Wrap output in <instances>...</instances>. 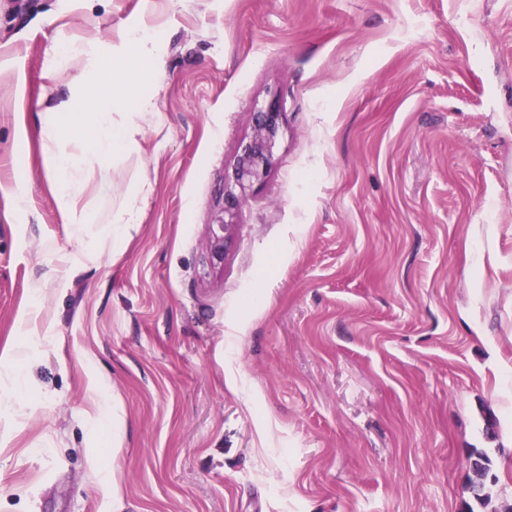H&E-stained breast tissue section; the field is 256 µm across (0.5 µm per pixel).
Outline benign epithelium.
Returning <instances> with one entry per match:
<instances>
[{
  "label": "benign epithelium",
  "mask_w": 512,
  "mask_h": 512,
  "mask_svg": "<svg viewBox=\"0 0 512 512\" xmlns=\"http://www.w3.org/2000/svg\"><path fill=\"white\" fill-rule=\"evenodd\" d=\"M252 115L256 134L241 145L233 169V187H237L239 193H234L232 187L224 188V206L216 220L217 231L212 234L210 252L214 263L224 259L226 236L233 226L234 211L245 198L248 187L264 176L274 158L281 116L279 102L272 100L265 107L257 106Z\"/></svg>",
  "instance_id": "7a95c632"
}]
</instances>
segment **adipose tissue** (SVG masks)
Here are the masks:
<instances>
[{
	"mask_svg": "<svg viewBox=\"0 0 512 512\" xmlns=\"http://www.w3.org/2000/svg\"><path fill=\"white\" fill-rule=\"evenodd\" d=\"M122 64L95 62L93 85L82 93L61 100L55 111L44 113L40 136L45 170L51 177L63 223L73 225V237L89 261L98 251L88 240L86 226L93 217L85 203L91 183L81 171L85 155L107 161L116 151H136L140 132L133 117L155 109L151 98L130 100L120 91L136 75L162 76L163 52L150 34L129 36Z\"/></svg>",
	"mask_w": 512,
	"mask_h": 512,
	"instance_id": "adipose-tissue-1",
	"label": "adipose tissue"
}]
</instances>
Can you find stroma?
I'll return each mask as SVG.
<instances>
[{"label": "stroma", "mask_w": 512, "mask_h": 512, "mask_svg": "<svg viewBox=\"0 0 512 512\" xmlns=\"http://www.w3.org/2000/svg\"><path fill=\"white\" fill-rule=\"evenodd\" d=\"M130 30L161 38L165 73L139 151L85 162L101 259L81 265L39 115ZM275 94L273 163L211 265L224 179ZM12 344L25 405L0 419V512L512 503V0H0ZM134 211L133 203L128 202L117 214L112 215L110 225V236L112 237L113 247H116L128 236V225H116L112 229V224H136L131 218L126 219L125 215H132Z\"/></svg>", "instance_id": "obj_1"}]
</instances>
